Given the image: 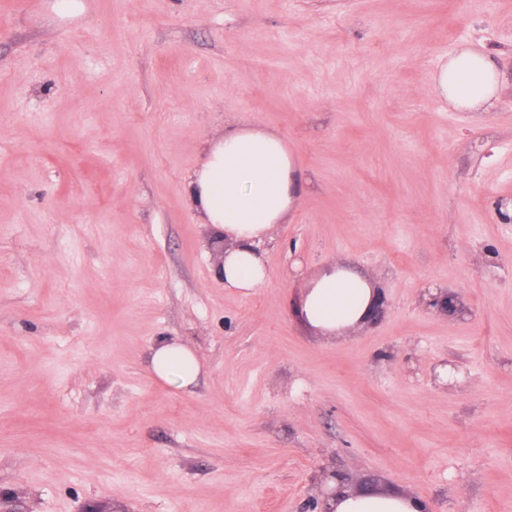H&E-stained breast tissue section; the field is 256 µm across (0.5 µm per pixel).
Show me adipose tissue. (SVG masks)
I'll return each instance as SVG.
<instances>
[{
	"instance_id": "ef3b65f1",
	"label": "adipose tissue",
	"mask_w": 512,
	"mask_h": 512,
	"mask_svg": "<svg viewBox=\"0 0 512 512\" xmlns=\"http://www.w3.org/2000/svg\"><path fill=\"white\" fill-rule=\"evenodd\" d=\"M500 71L493 53L465 45L437 62L432 92L455 110L493 108ZM299 177L287 142L277 133L238 122L223 137L209 141L204 160L188 178L185 193L212 241L228 242L217 270L225 287L249 294L269 278L263 246L287 223L298 198ZM372 296L368 277L332 265L310 284L303 312L325 333L356 326ZM155 377L178 387L192 384L200 365L187 345L163 339L151 349ZM332 512H430L428 503L407 495H355L342 492L329 502Z\"/></svg>"
}]
</instances>
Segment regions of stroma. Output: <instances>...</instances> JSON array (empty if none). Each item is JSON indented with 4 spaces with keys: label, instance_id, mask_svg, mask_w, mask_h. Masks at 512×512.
I'll use <instances>...</instances> for the list:
<instances>
[{
    "label": "stroma",
    "instance_id": "1",
    "mask_svg": "<svg viewBox=\"0 0 512 512\" xmlns=\"http://www.w3.org/2000/svg\"><path fill=\"white\" fill-rule=\"evenodd\" d=\"M80 2L0 0V512H326L368 476L512 512V0ZM478 41L499 98L460 112L432 73ZM239 121L302 176L247 295L184 193ZM335 263L387 306L325 336ZM150 366L158 380L175 384L178 388L192 384L200 372V365L191 348L168 339H162L152 347Z\"/></svg>",
    "mask_w": 512,
    "mask_h": 512
}]
</instances>
